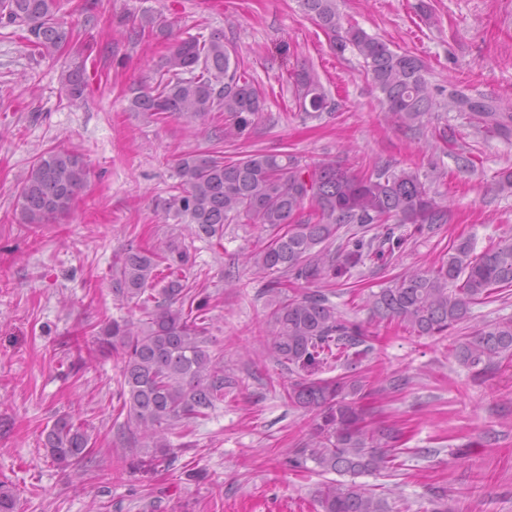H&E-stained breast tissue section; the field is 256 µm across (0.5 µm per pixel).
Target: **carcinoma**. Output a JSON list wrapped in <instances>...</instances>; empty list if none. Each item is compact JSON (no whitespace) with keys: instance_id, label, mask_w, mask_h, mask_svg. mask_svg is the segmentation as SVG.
<instances>
[{"instance_id":"cac0c4a2","label":"carcinoma","mask_w":512,"mask_h":512,"mask_svg":"<svg viewBox=\"0 0 512 512\" xmlns=\"http://www.w3.org/2000/svg\"><path fill=\"white\" fill-rule=\"evenodd\" d=\"M299 3L335 50L350 48L362 58L386 111L409 131H419L425 116L445 102L467 113L478 130L512 137L511 101L497 103L458 90L443 101V90L424 78L420 57L344 24L336 0ZM60 9V0H0V24L26 27L27 41L51 56L72 39L58 17ZM157 72L154 86L130 90L129 111L188 124L222 112L224 129L214 134L218 141L247 134L264 112V99L240 68L236 46L222 33L174 42ZM65 82L70 100L82 98L83 64L71 67ZM295 84L301 118L336 110L313 68H302ZM88 174L76 153L54 148L37 156L18 192L24 223L47 224L68 213ZM176 176L162 210L187 224L195 238L222 237L226 224H258L268 232L245 264L264 279L262 294L271 308L266 336L273 353L297 374L288 400L315 413L308 439L291 450L288 465L305 469L312 462L324 473L353 478L393 469L396 432L367 422L363 400L371 390L356 373L373 351L368 330L336 308L323 284L367 260L401 251L404 224L429 235L448 223V207L431 196L427 178L390 163L360 176L333 160L302 166L291 154L264 149L237 159L185 153L176 160ZM347 224H376L378 230L368 239L356 232L342 239L339 231ZM189 262L187 249L173 243L164 251L126 249L112 267L113 292L141 309L146 320L114 319L97 334L100 351L112 349L121 358L119 397L127 425L139 433L129 452L140 444L151 449V465H173L170 436L208 417L224 400V357L209 349L207 300L197 298L189 284ZM511 288V237L480 252L471 239L460 238L447 257L427 270L400 273L371 293L365 306L375 323L395 321L418 336L446 337L470 319L472 306ZM453 356L475 377L493 373L512 357V318L488 321L454 341ZM331 361L348 373L312 378ZM88 448L89 435L69 417L56 420L45 434L46 456L63 470L82 462ZM313 498L320 512H392L387 499L353 482H323Z\"/></svg>"}]
</instances>
